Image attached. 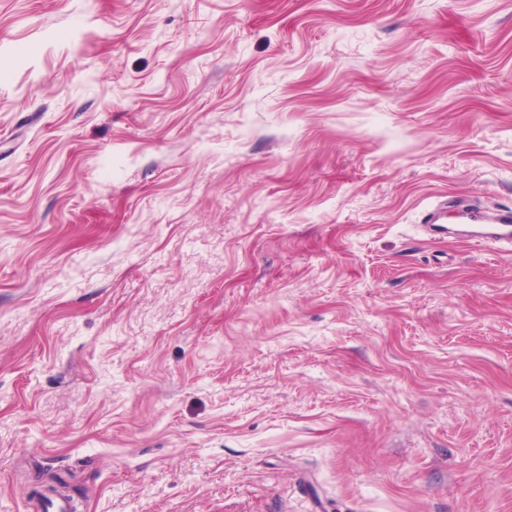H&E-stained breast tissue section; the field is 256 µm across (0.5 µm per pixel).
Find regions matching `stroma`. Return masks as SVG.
Returning a JSON list of instances; mask_svg holds the SVG:
<instances>
[{
    "label": "stroma",
    "instance_id": "35a3bbf8",
    "mask_svg": "<svg viewBox=\"0 0 512 512\" xmlns=\"http://www.w3.org/2000/svg\"><path fill=\"white\" fill-rule=\"evenodd\" d=\"M512 0H0V512H512ZM448 201H441L427 210V220L423 227L428 235L455 237L476 243H493L509 246L512 251V207L502 206L492 212L461 207L458 211L460 225L448 231L444 224L447 218Z\"/></svg>",
    "mask_w": 512,
    "mask_h": 512
}]
</instances>
